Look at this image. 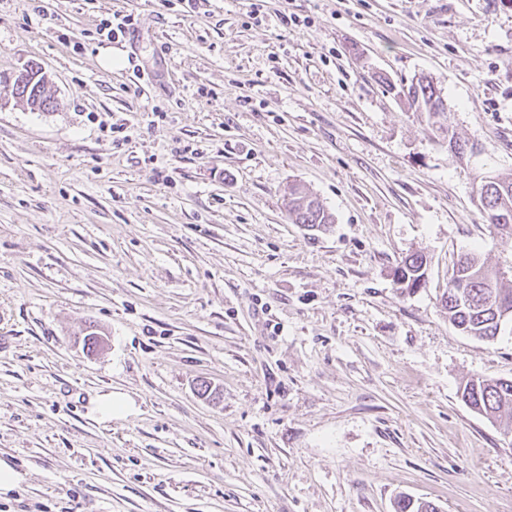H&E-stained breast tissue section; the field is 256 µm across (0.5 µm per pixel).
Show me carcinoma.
I'll return each instance as SVG.
<instances>
[{"label": "carcinoma", "instance_id": "carcinoma-1", "mask_svg": "<svg viewBox=\"0 0 512 512\" xmlns=\"http://www.w3.org/2000/svg\"><path fill=\"white\" fill-rule=\"evenodd\" d=\"M11 94L39 110L53 107L45 93L44 77L24 85L14 84ZM404 95L424 112H445L441 91L431 81L418 79L407 87ZM482 210L489 228L501 235L512 236V173L483 179L478 188ZM288 214L292 221L310 230L326 231L333 224L332 215L323 204L302 186L294 185L288 195ZM426 259L414 254L394 270L395 283L409 290L424 283ZM505 272L488 266L481 255L465 252L451 269L448 288L441 305L448 321L466 336L491 341L503 327L502 317L512 321V289L501 286ZM463 402L492 422L507 420L512 424V379L476 378L468 381L461 392ZM395 512H441L425 500L401 495L394 504Z\"/></svg>", "mask_w": 512, "mask_h": 512}]
</instances>
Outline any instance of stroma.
<instances>
[{
    "instance_id": "stroma-1",
    "label": "stroma",
    "mask_w": 512,
    "mask_h": 512,
    "mask_svg": "<svg viewBox=\"0 0 512 512\" xmlns=\"http://www.w3.org/2000/svg\"><path fill=\"white\" fill-rule=\"evenodd\" d=\"M31 64L53 109L4 85ZM422 76L446 118L397 95ZM506 173L512 0H0V512H512V432L461 399L512 325L439 303L466 250L512 280L477 195ZM134 20L132 15L113 14V19L112 16L102 19L98 34L108 40L118 39L119 35H125L134 26ZM288 214L295 224H302L309 230L327 231L333 224L332 215L318 198L297 184L288 195ZM426 259L422 254H414L401 262L394 270V280L399 288H420L424 283ZM93 411L101 420L122 418L134 412V402L126 394L112 391L97 399Z\"/></svg>"
}]
</instances>
